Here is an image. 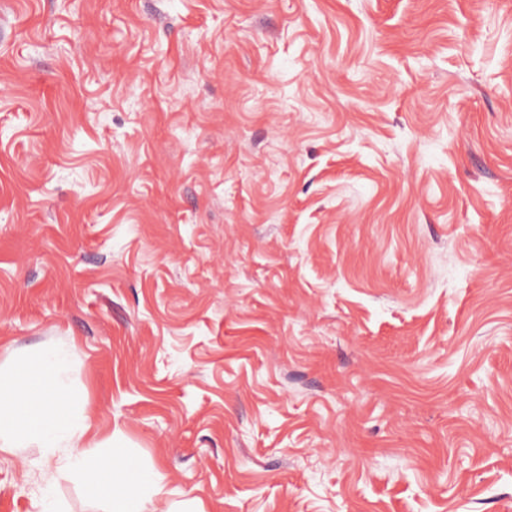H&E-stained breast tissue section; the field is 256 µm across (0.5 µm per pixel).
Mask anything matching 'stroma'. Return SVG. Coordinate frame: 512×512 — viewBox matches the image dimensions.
Wrapping results in <instances>:
<instances>
[{
	"label": "stroma",
	"instance_id": "stroma-1",
	"mask_svg": "<svg viewBox=\"0 0 512 512\" xmlns=\"http://www.w3.org/2000/svg\"><path fill=\"white\" fill-rule=\"evenodd\" d=\"M51 344L146 512H512V0H0V364ZM42 470L0 512H105Z\"/></svg>",
	"mask_w": 512,
	"mask_h": 512
}]
</instances>
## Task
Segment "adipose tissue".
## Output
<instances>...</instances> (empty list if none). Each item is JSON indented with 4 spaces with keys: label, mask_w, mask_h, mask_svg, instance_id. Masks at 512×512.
<instances>
[{
    "label": "adipose tissue",
    "mask_w": 512,
    "mask_h": 512,
    "mask_svg": "<svg viewBox=\"0 0 512 512\" xmlns=\"http://www.w3.org/2000/svg\"><path fill=\"white\" fill-rule=\"evenodd\" d=\"M69 357V348L53 345L20 366H0V451L34 446L47 460L64 453L62 472L81 480L90 497L107 499L110 512H144L162 491L161 476L146 466L128 472L98 456L106 440L71 392Z\"/></svg>",
    "instance_id": "1"
}]
</instances>
